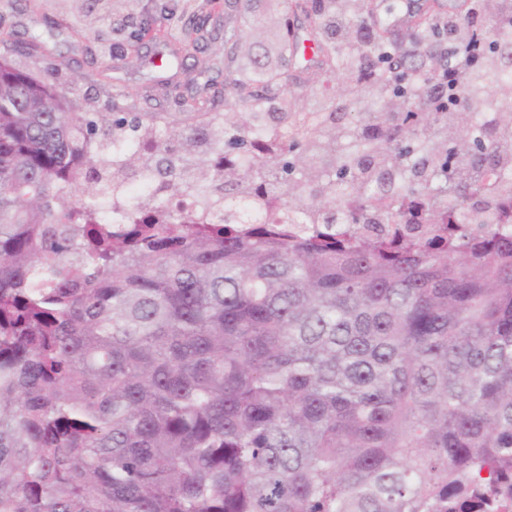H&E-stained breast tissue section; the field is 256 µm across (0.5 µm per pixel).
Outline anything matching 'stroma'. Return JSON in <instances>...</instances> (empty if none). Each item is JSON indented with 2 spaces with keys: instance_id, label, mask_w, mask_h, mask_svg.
<instances>
[{
  "instance_id": "obj_1",
  "label": "stroma",
  "mask_w": 512,
  "mask_h": 512,
  "mask_svg": "<svg viewBox=\"0 0 512 512\" xmlns=\"http://www.w3.org/2000/svg\"><path fill=\"white\" fill-rule=\"evenodd\" d=\"M0 0V40L14 42L16 67L53 76L78 112H176L210 101L213 111L236 98L224 66L228 0ZM311 0H250L237 51L281 74L280 94L297 110L336 99L350 114L368 111L365 89L324 64L287 60L283 34L309 38ZM133 27L116 31L122 17Z\"/></svg>"
}]
</instances>
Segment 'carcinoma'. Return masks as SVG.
I'll list each match as a JSON object with an SVG mask.
<instances>
[{
  "label": "carcinoma",
  "instance_id": "cac0c4a2",
  "mask_svg": "<svg viewBox=\"0 0 512 512\" xmlns=\"http://www.w3.org/2000/svg\"><path fill=\"white\" fill-rule=\"evenodd\" d=\"M356 0H315L321 40L285 36L361 71L336 44ZM464 92L446 112L331 103L295 112L278 74L241 68L247 112H75L48 78L0 54V512H448L454 499L512 494V235L469 236L512 215V0H494ZM504 60L489 54L486 41ZM271 117L280 149L213 168L201 145L243 148ZM138 130L156 175L192 190L196 220L164 206L112 234L80 195L110 178L90 139ZM464 128L428 145L431 127ZM184 152L176 168L165 138ZM448 233L350 245L286 224H397L399 189ZM280 200L273 224L240 233L242 195Z\"/></svg>",
  "mask_w": 512,
  "mask_h": 512
}]
</instances>
